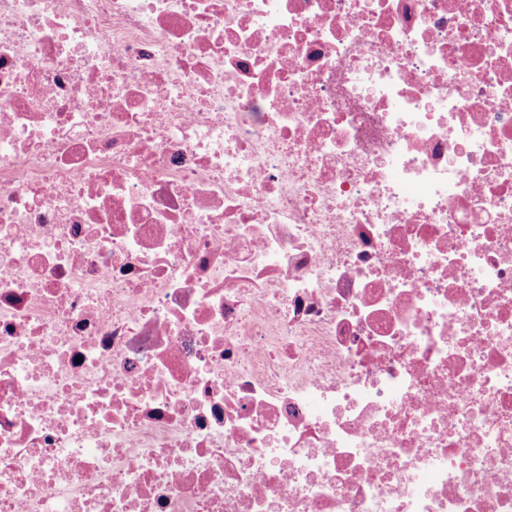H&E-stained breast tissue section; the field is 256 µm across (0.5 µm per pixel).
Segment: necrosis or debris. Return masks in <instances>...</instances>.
I'll return each mask as SVG.
<instances>
[{
  "label": "necrosis or debris",
  "instance_id": "1",
  "mask_svg": "<svg viewBox=\"0 0 512 512\" xmlns=\"http://www.w3.org/2000/svg\"><path fill=\"white\" fill-rule=\"evenodd\" d=\"M0 512H512V0H0Z\"/></svg>",
  "mask_w": 512,
  "mask_h": 512
}]
</instances>
